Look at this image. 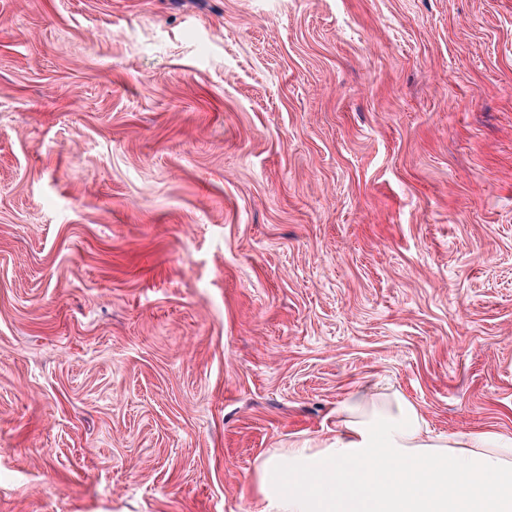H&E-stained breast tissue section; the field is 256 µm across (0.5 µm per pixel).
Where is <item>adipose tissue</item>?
Masks as SVG:
<instances>
[{
    "label": "adipose tissue",
    "instance_id": "1",
    "mask_svg": "<svg viewBox=\"0 0 512 512\" xmlns=\"http://www.w3.org/2000/svg\"><path fill=\"white\" fill-rule=\"evenodd\" d=\"M333 417L330 437L260 461L259 512H512V434L433 433L402 392L370 382Z\"/></svg>",
    "mask_w": 512,
    "mask_h": 512
}]
</instances>
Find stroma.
Masks as SVG:
<instances>
[{
    "mask_svg": "<svg viewBox=\"0 0 512 512\" xmlns=\"http://www.w3.org/2000/svg\"><path fill=\"white\" fill-rule=\"evenodd\" d=\"M376 379L512 432V0H0V512H258Z\"/></svg>",
    "mask_w": 512,
    "mask_h": 512,
    "instance_id": "35a3bbf8",
    "label": "stroma"
}]
</instances>
